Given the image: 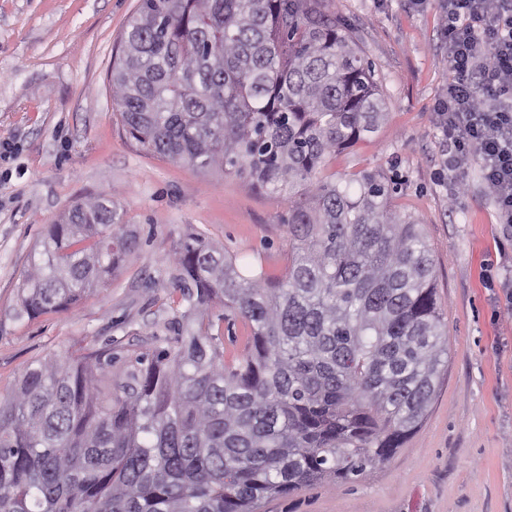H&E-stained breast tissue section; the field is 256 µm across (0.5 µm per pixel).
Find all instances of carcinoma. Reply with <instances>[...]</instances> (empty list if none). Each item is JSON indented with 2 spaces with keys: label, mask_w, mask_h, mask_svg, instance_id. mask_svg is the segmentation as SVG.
<instances>
[{
  "label": "carcinoma",
  "mask_w": 512,
  "mask_h": 512,
  "mask_svg": "<svg viewBox=\"0 0 512 512\" xmlns=\"http://www.w3.org/2000/svg\"><path fill=\"white\" fill-rule=\"evenodd\" d=\"M110 89L139 150L288 196L293 257L274 281L200 234L165 270L177 335L29 365L0 397V512H261L387 462L432 403L448 325L392 182L319 177L388 116L356 39L324 0H140ZM139 246L111 198L72 202L16 317L106 289ZM215 300L248 328L229 362Z\"/></svg>",
  "instance_id": "carcinoma-1"
}]
</instances>
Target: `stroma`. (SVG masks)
Segmentation results:
<instances>
[{"mask_svg": "<svg viewBox=\"0 0 512 512\" xmlns=\"http://www.w3.org/2000/svg\"><path fill=\"white\" fill-rule=\"evenodd\" d=\"M139 0H0V393L30 364L92 340L127 345L173 316L162 272L201 234L238 266L281 278L291 240L287 198L218 171L138 150L109 88L112 56ZM358 40L388 118L337 152L324 177L379 170L392 205L426 236L448 356L429 412L402 448L353 482L317 483L263 512H512V244L478 162L464 181L444 164L435 107L448 96L438 0H329ZM105 195L141 246L106 290L59 312L16 320L18 287L45 227L71 201Z\"/></svg>", "mask_w": 512, "mask_h": 512, "instance_id": "35a3bbf8", "label": "stroma"}]
</instances>
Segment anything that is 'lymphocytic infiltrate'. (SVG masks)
Here are the masks:
<instances>
[{
    "mask_svg": "<svg viewBox=\"0 0 512 512\" xmlns=\"http://www.w3.org/2000/svg\"><path fill=\"white\" fill-rule=\"evenodd\" d=\"M451 80L437 122L448 169L478 160L498 223L512 226V0H440Z\"/></svg>",
    "mask_w": 512,
    "mask_h": 512,
    "instance_id": "obj_1",
    "label": "lymphocytic infiltrate"
}]
</instances>
